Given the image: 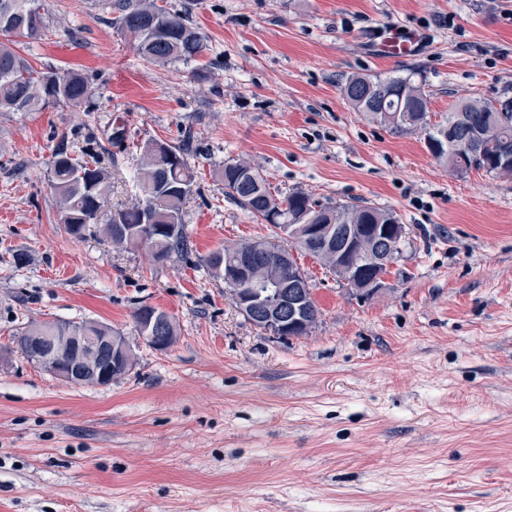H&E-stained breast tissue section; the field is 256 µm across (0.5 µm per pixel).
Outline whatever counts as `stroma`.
Returning a JSON list of instances; mask_svg holds the SVG:
<instances>
[{"mask_svg": "<svg viewBox=\"0 0 512 512\" xmlns=\"http://www.w3.org/2000/svg\"><path fill=\"white\" fill-rule=\"evenodd\" d=\"M43 4L42 39L13 47L88 77L97 107L0 112V512H512V177L455 173L341 92L412 69L437 122L460 98L512 96V0H197L206 50L164 65L97 0ZM380 27L423 44L386 57ZM119 127L185 140L197 171L190 247L163 265L60 222L62 143L76 158L109 145L105 212L137 197L142 153L110 144ZM228 161L285 193L395 212L410 238L389 288L358 300L298 254L317 326L261 334L201 265L271 234L225 197ZM145 304L177 324L168 351L135 330ZM85 319L136 354L111 386L68 385L16 350L29 324Z\"/></svg>", "mask_w": 512, "mask_h": 512, "instance_id": "35a3bbf8", "label": "stroma"}]
</instances>
